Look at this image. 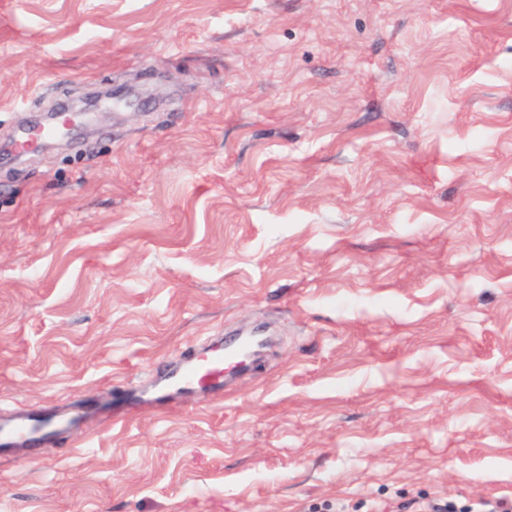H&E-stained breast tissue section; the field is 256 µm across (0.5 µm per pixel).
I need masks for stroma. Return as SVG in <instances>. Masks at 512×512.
I'll use <instances>...</instances> for the list:
<instances>
[{
	"label": "stroma",
	"mask_w": 512,
	"mask_h": 512,
	"mask_svg": "<svg viewBox=\"0 0 512 512\" xmlns=\"http://www.w3.org/2000/svg\"><path fill=\"white\" fill-rule=\"evenodd\" d=\"M246 327L223 397L109 422ZM83 402L0 512L512 497V0H0V413Z\"/></svg>",
	"instance_id": "1"
}]
</instances>
